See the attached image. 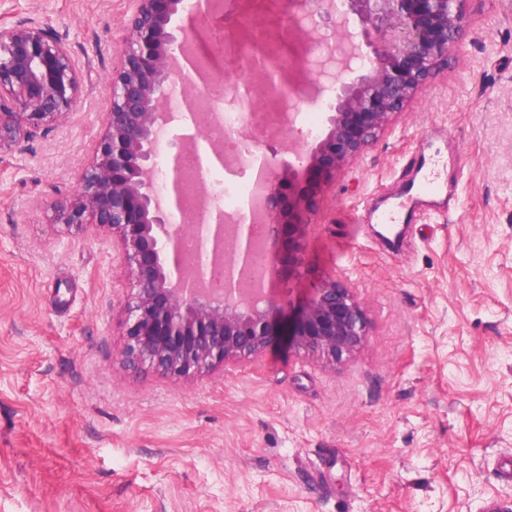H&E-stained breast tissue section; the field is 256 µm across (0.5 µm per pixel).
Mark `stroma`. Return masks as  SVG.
Instances as JSON below:
<instances>
[{"mask_svg":"<svg viewBox=\"0 0 512 512\" xmlns=\"http://www.w3.org/2000/svg\"><path fill=\"white\" fill-rule=\"evenodd\" d=\"M131 0H0L78 62L66 121L0 147V512H484L512 506V0H466L468 28L381 140L341 171L305 239L310 273L347 277L370 338L328 366L273 346L194 380L122 362L119 249L68 231L103 126ZM292 50L287 94L314 82L300 13L235 5ZM449 158L455 200L402 214L422 160Z\"/></svg>","mask_w":512,"mask_h":512,"instance_id":"35a3bbf8","label":"stroma"}]
</instances>
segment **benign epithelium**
Masks as SVG:
<instances>
[{"mask_svg": "<svg viewBox=\"0 0 512 512\" xmlns=\"http://www.w3.org/2000/svg\"><path fill=\"white\" fill-rule=\"evenodd\" d=\"M303 9L317 25L334 22L326 45L329 62L352 60L364 71L330 103L334 114L324 136L298 170L288 165L297 193L283 201L274 159L263 157L267 190L263 219L267 247L278 270L296 277L305 265L303 241L320 217L324 193L345 166L383 137L396 115L416 98L448 52L460 48L468 27L464 0H280ZM184 13L191 25L177 37L172 17ZM211 0H133L112 73L104 131L90 165L72 194L55 205L54 222L67 228L95 226L120 245L131 289L124 306L122 360L147 365L175 379L202 377L229 364L261 357L285 341L299 353L332 366L352 357L368 336L363 302L343 278L318 283L297 309L282 314L261 288L246 296L237 288L255 249L246 218L225 223L224 210L209 206L203 223H174L184 205L182 152L159 160L161 129L174 118L178 85L192 81V68L178 57L203 53L223 73L224 62L244 79L233 96L256 87L270 100L283 97L288 69L280 44L263 28L223 33L209 21ZM362 25L355 44L351 19ZM79 69L68 48L40 25L0 27V145L31 127L59 123L80 98ZM215 239L226 247L224 287L200 291L181 278L182 238Z\"/></svg>", "mask_w": 512, "mask_h": 512, "instance_id": "obj_1", "label": "benign epithelium"}]
</instances>
